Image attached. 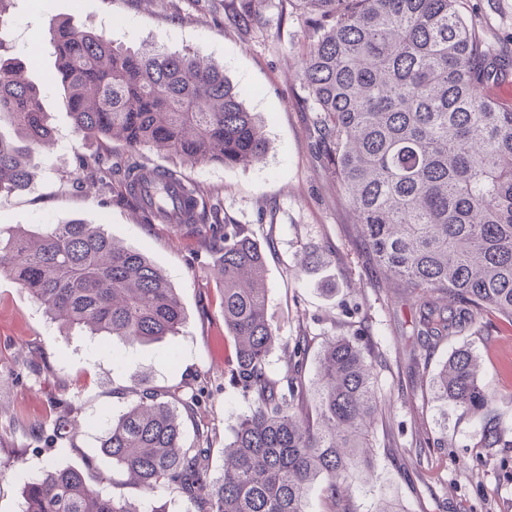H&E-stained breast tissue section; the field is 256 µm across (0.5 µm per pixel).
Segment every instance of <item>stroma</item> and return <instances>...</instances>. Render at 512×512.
Returning a JSON list of instances; mask_svg holds the SVG:
<instances>
[{
    "instance_id": "35a3bbf8",
    "label": "stroma",
    "mask_w": 512,
    "mask_h": 512,
    "mask_svg": "<svg viewBox=\"0 0 512 512\" xmlns=\"http://www.w3.org/2000/svg\"><path fill=\"white\" fill-rule=\"evenodd\" d=\"M252 27L240 29L232 0H10L0 55L22 64L41 90L55 144L37 154L29 187L0 194V234L40 230L79 220L97 224L117 244L146 253L164 270L185 313L178 335L110 349L100 336L61 327L9 275L0 273V512H22L25 484L44 470L81 469L89 483L110 468L97 454L112 418L133 400L135 379L166 390L196 379L207 392L196 413H183L186 432L211 430L216 441L204 466L218 474L224 443L251 405L229 382L234 343L224 329L220 285L197 237L170 224L138 223L133 211L101 196L93 185L75 188L87 159L122 152L121 144L77 135L66 101L52 82L56 57L50 22L101 31L113 45H152L188 52L223 67L260 119L269 149L262 161L233 170L190 165L179 156L144 150L152 164L182 171L221 203V216L241 225L266 257L267 315L281 342L268 357L281 373L300 331L311 338L303 372L311 385L323 337L369 331L382 356L378 387L385 401L374 425L377 467L351 490L355 512H372L381 495L402 512H512V448L478 447L480 420L458 410L440 414L428 401L432 374L459 344L480 357L483 382L512 422V325L478 321L460 339L421 348L404 300L366 255L346 200L315 152L312 103L302 88L297 47L308 35L299 14L280 0H256ZM462 13L496 54L512 57V0H460ZM316 251L324 262L298 269ZM71 402L89 428L54 432L52 406ZM44 422L32 435L14 422L17 411ZM447 436L444 448L418 449L421 435Z\"/></svg>"
}]
</instances>
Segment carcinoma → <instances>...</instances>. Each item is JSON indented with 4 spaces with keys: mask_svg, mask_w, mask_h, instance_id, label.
Instances as JSON below:
<instances>
[{
    "mask_svg": "<svg viewBox=\"0 0 512 512\" xmlns=\"http://www.w3.org/2000/svg\"><path fill=\"white\" fill-rule=\"evenodd\" d=\"M248 28L255 0H235ZM304 14L313 39L299 46L303 85L314 105L316 149L360 228L364 249L405 288L416 339L461 335L483 316L512 323V106L486 92L512 65L476 36L459 0H281ZM76 133L123 143L113 158L80 160L85 179L110 189L141 223L156 224L180 194L221 284L224 327L235 342L230 382L252 398L224 464L200 465L212 434L186 439L178 407L199 408L204 390L187 382L165 396L146 381L109 422L100 452L144 494L139 507L112 493L115 479L89 484L76 468H49L28 481L24 512H164L173 490L189 512H307L320 482L332 512H353L352 484L376 466L372 426L382 413L373 345L366 335L324 337L314 406L304 405L310 345L297 336L281 374L267 357L279 341L261 287L264 256L237 224L219 219L200 184L164 169L150 173L142 147L226 169L261 159L268 143L224 70L188 53L112 44L66 21L48 29ZM0 193L25 189L36 150L52 144L41 94L21 67L0 65ZM25 288L52 319L110 336L114 344L159 341L185 322L177 293L143 253L116 245L97 224H48L0 238V273ZM482 365L457 350L432 379L430 399L482 418L481 448H512L481 380Z\"/></svg>",
    "mask_w": 512,
    "mask_h": 512,
    "instance_id": "cac0c4a2",
    "label": "carcinoma"
}]
</instances>
